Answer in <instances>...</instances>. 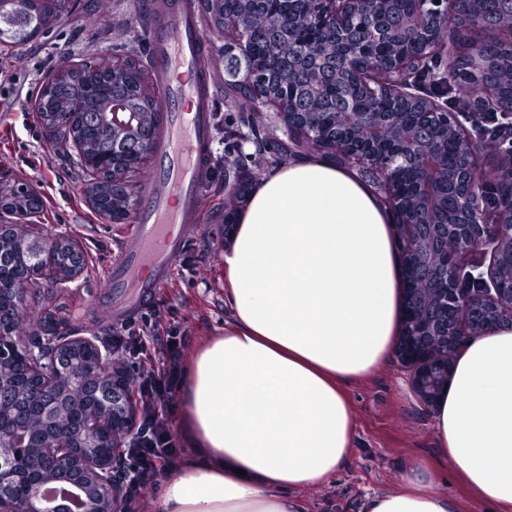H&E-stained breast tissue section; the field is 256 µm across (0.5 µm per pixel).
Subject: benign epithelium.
<instances>
[{"label":"benign epithelium","mask_w":512,"mask_h":512,"mask_svg":"<svg viewBox=\"0 0 512 512\" xmlns=\"http://www.w3.org/2000/svg\"><path fill=\"white\" fill-rule=\"evenodd\" d=\"M397 0H311V11L332 35L344 58L343 80L355 87L360 98L344 111L334 113L328 127L314 122L286 105L273 92L259 93L267 74H257L242 29V15L224 16V45L239 50L230 56L227 73L237 84L247 85L255 98L272 107L291 141L303 140L314 152L341 159L347 166L370 167L378 175L383 198L398 222L395 232L402 255L405 280L404 320L396 355L410 369L414 392L431 406L436 394L448 384L454 359L467 341L502 326L512 325V183L479 177L477 144L459 119L432 96L407 92V69L413 58L395 53L405 48L412 34L439 54L445 46L442 29L454 0H414L399 28L387 23ZM461 17L464 27L478 42L484 33L483 15L469 10ZM353 29H363L371 42L388 49L380 62L362 53L349 41ZM474 70L481 89L499 94L489 79L479 53H473ZM390 100L393 112H371L378 99ZM412 119L404 120L403 110ZM452 137L458 146V164L451 184L457 207L448 212V197L433 179L446 165L441 138ZM497 190L492 204L496 223H483L484 200ZM32 255V272L14 284L20 298L28 287L41 282L63 285V274L46 258L59 235L40 224L22 225ZM491 255L486 272L481 256ZM85 347L90 356L76 367L65 362L71 347ZM20 367L33 380L20 390L1 370ZM92 394L99 405L95 414L72 419L55 417L65 397L62 382ZM128 372L112 365L110 355L84 336L57 340L49 354L35 353L30 344L0 326V512H59L37 506L38 492L50 479H66L87 490L90 512H118L122 489L112 477L113 459L92 454L86 443L93 438L109 440L120 434L115 451L136 436V411L130 404Z\"/></svg>","instance_id":"obj_1"}]
</instances>
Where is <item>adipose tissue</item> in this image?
Wrapping results in <instances>:
<instances>
[{"instance_id": "1", "label": "adipose tissue", "mask_w": 512, "mask_h": 512, "mask_svg": "<svg viewBox=\"0 0 512 512\" xmlns=\"http://www.w3.org/2000/svg\"><path fill=\"white\" fill-rule=\"evenodd\" d=\"M394 212L319 153L253 188L223 254L233 327L189 358L185 456L157 512H307L354 446L348 389L385 363L403 316ZM436 446L488 512H512V326L470 341L432 407ZM421 476L362 512H458Z\"/></svg>"}]
</instances>
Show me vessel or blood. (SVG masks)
<instances>
[{
  "label": "vessel or blood",
  "mask_w": 512,
  "mask_h": 512,
  "mask_svg": "<svg viewBox=\"0 0 512 512\" xmlns=\"http://www.w3.org/2000/svg\"><path fill=\"white\" fill-rule=\"evenodd\" d=\"M153 80L168 116L153 147L155 171L147 203L120 241L111 266L112 292L95 305L120 323L164 288L191 233L201 222L200 185L210 167L216 76L204 53L199 0H146Z\"/></svg>",
  "instance_id": "1"
}]
</instances>
